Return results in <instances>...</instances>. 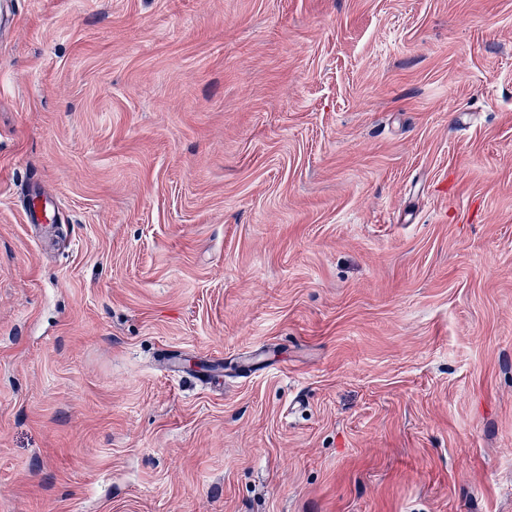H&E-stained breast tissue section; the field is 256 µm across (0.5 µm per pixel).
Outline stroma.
<instances>
[{
    "instance_id": "1",
    "label": "stroma",
    "mask_w": 512,
    "mask_h": 512,
    "mask_svg": "<svg viewBox=\"0 0 512 512\" xmlns=\"http://www.w3.org/2000/svg\"><path fill=\"white\" fill-rule=\"evenodd\" d=\"M0 512H512V0H10Z\"/></svg>"
}]
</instances>
